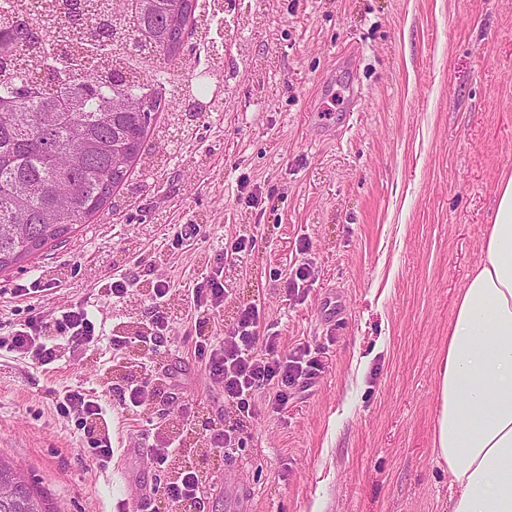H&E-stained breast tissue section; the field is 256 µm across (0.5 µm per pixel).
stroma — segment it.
Instances as JSON below:
<instances>
[{
	"label": "stroma",
	"mask_w": 512,
	"mask_h": 512,
	"mask_svg": "<svg viewBox=\"0 0 512 512\" xmlns=\"http://www.w3.org/2000/svg\"><path fill=\"white\" fill-rule=\"evenodd\" d=\"M210 31L224 48L223 111L193 135L147 140L117 208L0 273V316L21 323L78 301L106 336L40 369L0 350V457L59 512H124L167 476L139 451L148 422L179 429L188 404L198 423L244 439L235 458L204 463L212 512H225L217 481L230 470L252 487L251 512H450L448 470L432 453L436 371L512 172V0H235ZM254 190L262 207L244 202ZM243 236L255 245L225 273L224 321L237 303L260 305L283 352L310 350L309 387L237 423L189 351L175 296L152 359L176 384L148 411L123 410L114 391L139 375L141 354L113 359L109 336L150 320L155 281L187 288ZM305 262L313 279L288 297L276 273ZM122 271L139 286L118 302L107 287ZM35 280L40 292L14 298ZM333 296L342 313L330 318ZM78 386L113 391L108 468L47 393Z\"/></svg>",
	"instance_id": "obj_1"
}]
</instances>
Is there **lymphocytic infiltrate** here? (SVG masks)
Returning a JSON list of instances; mask_svg holds the SVG:
<instances>
[{"label":"lymphocytic infiltrate","mask_w":512,"mask_h":512,"mask_svg":"<svg viewBox=\"0 0 512 512\" xmlns=\"http://www.w3.org/2000/svg\"><path fill=\"white\" fill-rule=\"evenodd\" d=\"M251 244V239L244 237L221 251L210 272L182 293L188 311L191 351L209 382L221 386L225 402L244 418L254 417L262 401L275 408L284 407L290 390L306 386L316 371L309 350L300 348L289 355L280 351L277 332L270 330L260 307L254 303L239 304L234 322L220 326L224 305L232 297L224 270L242 264ZM172 295L170 280L161 279L152 285L145 297L152 314L151 323L134 337H113L114 357H123L132 342L151 353L166 342L169 329L166 309ZM102 339V328L79 303L54 312L48 319L35 316L22 324L0 319V350L31 356L42 367L56 360L64 343L90 349ZM53 396L60 413L78 419L99 463L108 465L112 460V440L98 429L106 411L102 395L82 388H67L54 391ZM196 428L194 417L186 416L181 434L162 438L149 450L159 468L176 458L183 461L172 476L158 482L152 490L155 497L169 503L171 512H205L201 494L204 472L196 463L183 458V437L195 433Z\"/></svg>","instance_id":"1"}]
</instances>
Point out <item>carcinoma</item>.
Masks as SVG:
<instances>
[{
	"label": "carcinoma",
	"instance_id": "cac0c4a2",
	"mask_svg": "<svg viewBox=\"0 0 512 512\" xmlns=\"http://www.w3.org/2000/svg\"><path fill=\"white\" fill-rule=\"evenodd\" d=\"M120 18L84 0H41L30 19L0 24V272L69 239L99 213L156 132V115L193 121L224 110L219 94L201 103L165 76L196 35L198 0H131ZM50 27L64 30L50 49L15 67ZM112 49L133 80L93 62ZM41 78L30 77V70ZM17 485L0 498V512H51L47 497L0 457V485Z\"/></svg>",
	"mask_w": 512,
	"mask_h": 512
}]
</instances>
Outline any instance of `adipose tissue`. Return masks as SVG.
Segmentation results:
<instances>
[{
	"label": "adipose tissue",
	"mask_w": 512,
	"mask_h": 512,
	"mask_svg": "<svg viewBox=\"0 0 512 512\" xmlns=\"http://www.w3.org/2000/svg\"><path fill=\"white\" fill-rule=\"evenodd\" d=\"M432 448L452 512H512V174L448 321Z\"/></svg>",
	"instance_id": "ef3b65f1"
}]
</instances>
